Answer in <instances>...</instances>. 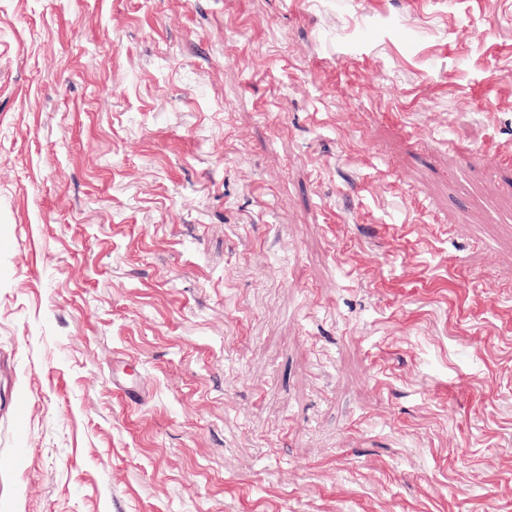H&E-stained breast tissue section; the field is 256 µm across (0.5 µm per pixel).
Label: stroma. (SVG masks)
<instances>
[{"mask_svg": "<svg viewBox=\"0 0 512 512\" xmlns=\"http://www.w3.org/2000/svg\"><path fill=\"white\" fill-rule=\"evenodd\" d=\"M0 512H512V0H0Z\"/></svg>", "mask_w": 512, "mask_h": 512, "instance_id": "1", "label": "stroma"}]
</instances>
